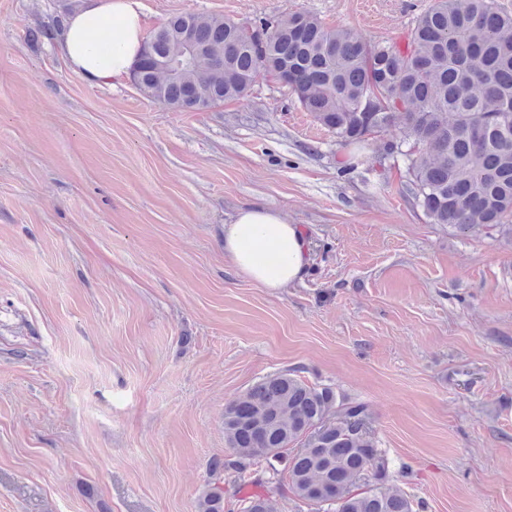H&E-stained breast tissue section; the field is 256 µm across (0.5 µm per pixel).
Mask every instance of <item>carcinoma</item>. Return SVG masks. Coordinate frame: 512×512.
<instances>
[{"instance_id": "1", "label": "carcinoma", "mask_w": 512, "mask_h": 512, "mask_svg": "<svg viewBox=\"0 0 512 512\" xmlns=\"http://www.w3.org/2000/svg\"><path fill=\"white\" fill-rule=\"evenodd\" d=\"M186 25L197 59L160 74L156 60L181 58ZM260 28L263 41L255 40L256 28L222 16L172 17L147 38L133 82L171 109L200 101L209 110L246 99L263 77L345 145L372 140L398 121L404 138L384 144L378 163H402V192L427 223L512 237V14L496 0H434L405 50L304 12ZM368 419L365 404L339 401L332 388L311 387L294 369L273 373L225 404L231 454L212 473L242 481L263 461L269 477L257 482L324 512H425V502L386 485L388 460ZM365 471L374 485L352 493ZM198 512H224L219 484L200 498ZM241 512H272L269 498H248Z\"/></svg>"}]
</instances>
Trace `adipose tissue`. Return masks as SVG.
Returning <instances> with one entry per match:
<instances>
[{
	"label": "adipose tissue",
	"mask_w": 512,
	"mask_h": 512,
	"mask_svg": "<svg viewBox=\"0 0 512 512\" xmlns=\"http://www.w3.org/2000/svg\"><path fill=\"white\" fill-rule=\"evenodd\" d=\"M141 16V0H84L64 20L59 34L67 67L92 86L129 78L146 41ZM104 30L112 46L105 58L95 49V37ZM224 256L238 275L272 291L302 281L311 262L301 225L262 206L240 209L225 225Z\"/></svg>",
	"instance_id": "1"
}]
</instances>
